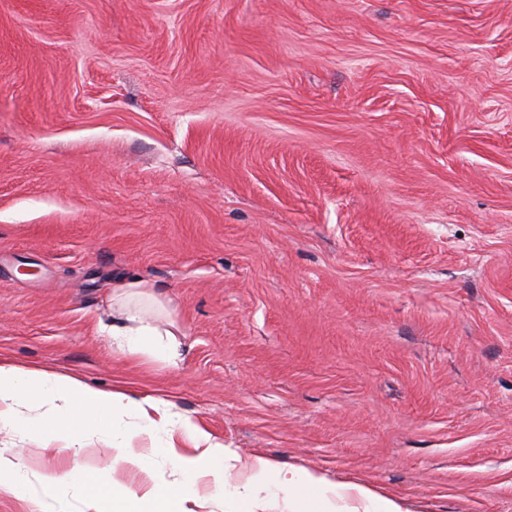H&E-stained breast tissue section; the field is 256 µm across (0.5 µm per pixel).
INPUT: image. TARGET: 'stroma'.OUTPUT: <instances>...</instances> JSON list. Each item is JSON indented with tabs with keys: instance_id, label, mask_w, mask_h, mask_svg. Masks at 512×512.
Returning <instances> with one entry per match:
<instances>
[{
	"instance_id": "stroma-1",
	"label": "stroma",
	"mask_w": 512,
	"mask_h": 512,
	"mask_svg": "<svg viewBox=\"0 0 512 512\" xmlns=\"http://www.w3.org/2000/svg\"><path fill=\"white\" fill-rule=\"evenodd\" d=\"M134 280L177 365L104 333ZM0 360L512 512V0H0ZM0 448L149 486L95 436Z\"/></svg>"
}]
</instances>
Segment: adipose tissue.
I'll list each match as a JSON object with an SVG mask.
<instances>
[{"instance_id": "1", "label": "adipose tissue", "mask_w": 512, "mask_h": 512, "mask_svg": "<svg viewBox=\"0 0 512 512\" xmlns=\"http://www.w3.org/2000/svg\"><path fill=\"white\" fill-rule=\"evenodd\" d=\"M107 333L128 356H147L168 364L179 358L174 336H163L138 309H126ZM37 436L52 435L76 447L89 435L110 441L117 459L128 469L154 477L159 466L172 471V481L131 497L115 484L107 490L86 488L75 473L63 478L43 476L31 481L21 464L0 449V490L22 500L52 505L54 512H103L111 498L112 512H409L401 499L376 492L356 481L333 482L323 474L267 457H255L246 480L232 472L237 457L175 405L162 398H139L122 389H99L79 378L46 370L0 363V429ZM151 441L149 452L138 451L140 437ZM187 447H179V439ZM213 477L214 490L201 497L199 484ZM83 485L79 505L70 488Z\"/></svg>"}]
</instances>
